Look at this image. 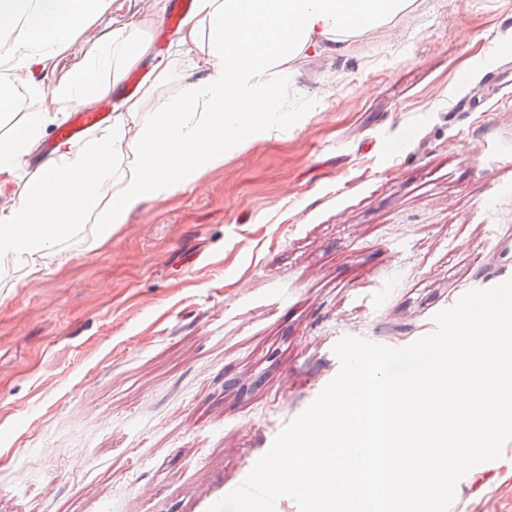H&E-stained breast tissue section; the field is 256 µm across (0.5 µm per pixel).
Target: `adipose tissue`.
Wrapping results in <instances>:
<instances>
[{"mask_svg": "<svg viewBox=\"0 0 512 512\" xmlns=\"http://www.w3.org/2000/svg\"><path fill=\"white\" fill-rule=\"evenodd\" d=\"M109 0H0V112L18 94L40 109L0 140V183L22 181L0 209V257L37 261L75 225L94 217L109 235L143 202L199 180L224 161V150L271 137L279 129L290 64L349 39L394 24L415 0H195L174 40L191 77L160 109L145 113L140 97H126L110 123L82 144L65 140L28 178L20 171L48 127L67 110L88 108L111 89L109 78L151 51L131 20L89 47L85 70L52 88L22 81L33 62L51 63ZM142 117L133 159L115 165L128 118Z\"/></svg>", "mask_w": 512, "mask_h": 512, "instance_id": "obj_1", "label": "adipose tissue"}]
</instances>
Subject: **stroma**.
Instances as JSON below:
<instances>
[{"label": "stroma", "mask_w": 512, "mask_h": 512, "mask_svg": "<svg viewBox=\"0 0 512 512\" xmlns=\"http://www.w3.org/2000/svg\"><path fill=\"white\" fill-rule=\"evenodd\" d=\"M133 16L171 56L154 0H111L30 79L78 71ZM501 41L512 0H421L298 58L277 136L105 240L77 225L39 272L0 259V512H208L336 377L341 337L411 345L512 278ZM449 512H512V441Z\"/></svg>", "instance_id": "1"}]
</instances>
